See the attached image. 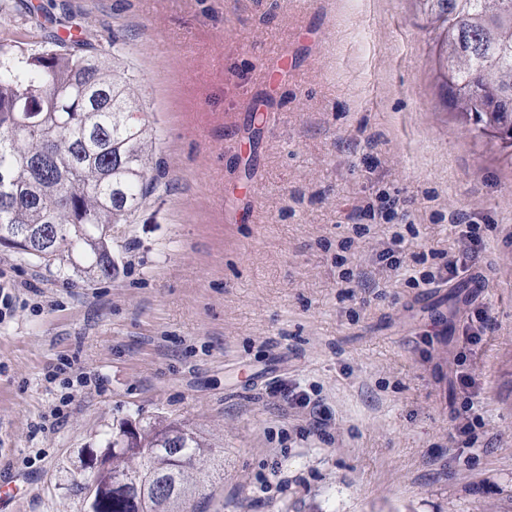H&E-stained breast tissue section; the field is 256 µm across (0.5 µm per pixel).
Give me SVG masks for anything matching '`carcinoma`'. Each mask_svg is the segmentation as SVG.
Here are the masks:
<instances>
[{
  "label": "carcinoma",
  "instance_id": "1",
  "mask_svg": "<svg viewBox=\"0 0 512 512\" xmlns=\"http://www.w3.org/2000/svg\"><path fill=\"white\" fill-rule=\"evenodd\" d=\"M448 109L475 139L512 118V0H446ZM31 55L0 49V245L95 278L117 272L108 231L155 190L156 130L137 79L82 40ZM224 466L187 426L125 422L91 482L95 512H195L199 475Z\"/></svg>",
  "mask_w": 512,
  "mask_h": 512
}]
</instances>
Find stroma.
Segmentation results:
<instances>
[{
	"label": "stroma",
	"mask_w": 512,
	"mask_h": 512,
	"mask_svg": "<svg viewBox=\"0 0 512 512\" xmlns=\"http://www.w3.org/2000/svg\"><path fill=\"white\" fill-rule=\"evenodd\" d=\"M52 21L136 75L157 188L112 234L114 279L0 247V469L33 481L21 512H87L79 451L158 418L224 455L197 512H512V156L438 119L407 0H0V44L43 52ZM382 191L395 219L354 234ZM459 222L485 249L421 284ZM349 271L378 287L342 288ZM461 372L471 451L448 443Z\"/></svg>",
	"instance_id": "stroma-1"
}]
</instances>
